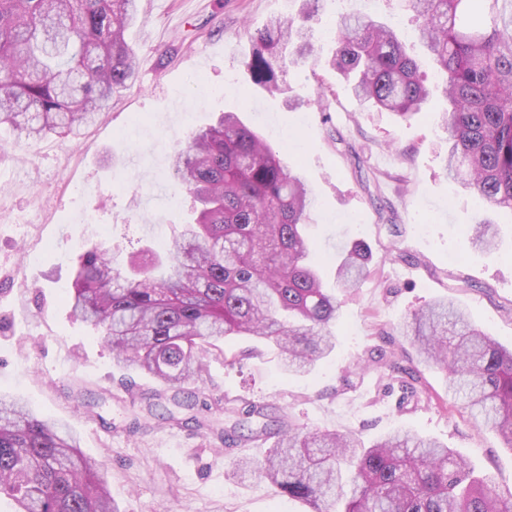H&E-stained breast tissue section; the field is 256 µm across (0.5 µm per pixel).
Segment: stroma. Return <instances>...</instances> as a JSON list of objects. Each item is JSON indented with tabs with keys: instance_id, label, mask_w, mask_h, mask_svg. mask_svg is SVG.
<instances>
[{
	"instance_id": "1",
	"label": "stroma",
	"mask_w": 512,
	"mask_h": 512,
	"mask_svg": "<svg viewBox=\"0 0 512 512\" xmlns=\"http://www.w3.org/2000/svg\"><path fill=\"white\" fill-rule=\"evenodd\" d=\"M300 7V0H138L127 41L139 78L94 124L77 140L22 149L0 131V395L69 424L83 453L105 462L119 512H307L269 484L230 477L231 462L263 459L268 443L225 450L193 425L157 418L129 433L137 393L153 382L116 367L67 301L80 251L101 246L121 264L134 249L165 251L183 231L191 198L170 173L173 146L226 111L240 113L272 146L287 144L290 164L315 195L308 232L327 287L336 285V252L346 243L369 246L372 274L343 299L336 349L308 373L289 374L276 349L244 337L211 355L213 406L246 398L308 430L368 442L410 429L512 490V450L452 405L441 371L422 369L424 397L379 365L409 352L398 337L403 319L446 296L490 336L512 343V214L449 179L443 79L399 0H378L373 13L421 57L428 111L403 120L362 107L330 69L331 20L355 12V0H321L315 54L288 68L285 92L253 85L242 66L250 30ZM320 91L325 112L313 102ZM476 215L499 224L495 253L472 249ZM25 216L30 225L18 228Z\"/></svg>"
}]
</instances>
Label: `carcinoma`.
Wrapping results in <instances>:
<instances>
[{
  "label": "carcinoma",
  "instance_id": "carcinoma-1",
  "mask_svg": "<svg viewBox=\"0 0 512 512\" xmlns=\"http://www.w3.org/2000/svg\"><path fill=\"white\" fill-rule=\"evenodd\" d=\"M427 54L445 76L448 175L512 213V0H405ZM319 0L250 34L243 66L252 82L281 92L285 69L313 56L310 22ZM136 0H0V127L17 146L76 139L112 95L131 87L138 63L125 34ZM330 64L363 104L406 119L426 110L419 64L395 30L362 14L334 22ZM170 168L192 199L193 222L163 257L147 247L125 267L106 249L78 258L73 314L112 349L113 361L158 382L148 413L172 388L204 384L206 357L236 336L277 347L290 373H306L336 347L341 302L323 286L304 232L313 191L235 112L196 130ZM472 246L496 249L493 224L476 217ZM356 242L337 259L336 288L369 273ZM418 363L447 374L448 394L474 426L512 449V348L477 329L451 298H439L398 327ZM220 428L197 429L228 448L273 440L260 462L236 461L231 475L268 483L308 512H512L489 474L454 449L398 429L367 443L338 431L266 422L251 401L226 407ZM16 512H117L102 464L87 458L65 426L0 398V495Z\"/></svg>",
  "mask_w": 512,
  "mask_h": 512
}]
</instances>
